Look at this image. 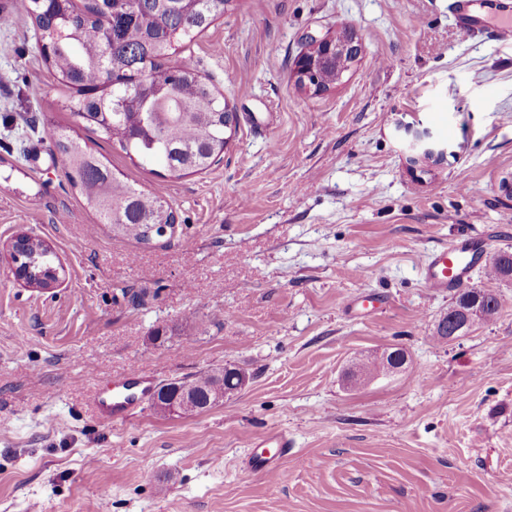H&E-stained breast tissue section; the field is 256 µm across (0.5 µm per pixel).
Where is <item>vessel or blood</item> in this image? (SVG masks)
Listing matches in <instances>:
<instances>
[{
    "mask_svg": "<svg viewBox=\"0 0 512 512\" xmlns=\"http://www.w3.org/2000/svg\"><path fill=\"white\" fill-rule=\"evenodd\" d=\"M453 14L464 38H472L487 30L500 39L512 38V0H496L494 12L489 16L473 13L470 0H455ZM483 261L478 238L463 235L429 255L423 266V277L428 287L445 291L465 283L474 267ZM148 381V376L137 368L109 379L106 395L97 396L94 401L100 416L107 420L129 416L137 409V398L144 393ZM249 445V461L255 471L272 481L283 477L284 465L291 454V443L286 433L274 432L250 440Z\"/></svg>",
    "mask_w": 512,
    "mask_h": 512,
    "instance_id": "1",
    "label": "vessel or blood"
}]
</instances>
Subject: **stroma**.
<instances>
[{"label":"stroma","mask_w":512,"mask_h":512,"mask_svg":"<svg viewBox=\"0 0 512 512\" xmlns=\"http://www.w3.org/2000/svg\"><path fill=\"white\" fill-rule=\"evenodd\" d=\"M450 3L232 0L188 52L237 129L177 178L63 108L23 0H0V512H512V283L493 320L440 343L454 293L422 275L463 233L512 252V40L462 38ZM343 31L358 61L301 90L306 38ZM53 129L160 193L173 233L99 223ZM418 134L447 157L414 174ZM21 234L53 247L57 288L15 280ZM390 347L405 370L347 385L355 356ZM227 364L247 384L192 416L90 407L133 366L158 386ZM269 431L293 442L282 482L245 465Z\"/></svg>","instance_id":"obj_1"}]
</instances>
